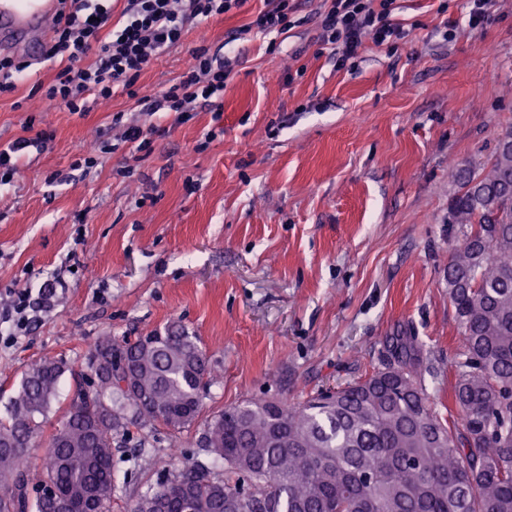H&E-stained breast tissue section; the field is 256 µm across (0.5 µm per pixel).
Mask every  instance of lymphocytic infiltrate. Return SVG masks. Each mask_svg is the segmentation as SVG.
<instances>
[{
  "label": "lymphocytic infiltrate",
  "mask_w": 512,
  "mask_h": 512,
  "mask_svg": "<svg viewBox=\"0 0 512 512\" xmlns=\"http://www.w3.org/2000/svg\"><path fill=\"white\" fill-rule=\"evenodd\" d=\"M247 0H123L122 26L109 30L112 11L100 0H70L55 15L53 36L44 53L60 67L41 92L46 106L63 105L82 112L87 99L104 104L114 84H122L130 98L143 70L179 46L200 22L240 11ZM397 0H320L314 12L320 49L331 51L337 66L355 58L365 42L394 47L407 40L409 29L396 20ZM298 0H266L253 22L262 34L288 33L297 24ZM91 65H84L87 55ZM235 67L231 59L210 55L206 46L191 49L175 82L145 99L150 112H172L185 120L193 104L212 105L226 90ZM59 282L50 278L39 288H18L10 307L0 312V325L11 336L26 331L56 296Z\"/></svg>",
  "instance_id": "lymphocytic-infiltrate-1"
}]
</instances>
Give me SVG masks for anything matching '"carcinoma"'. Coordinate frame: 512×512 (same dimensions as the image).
<instances>
[{"mask_svg":"<svg viewBox=\"0 0 512 512\" xmlns=\"http://www.w3.org/2000/svg\"><path fill=\"white\" fill-rule=\"evenodd\" d=\"M448 208L456 244L445 271L463 336L458 419L430 407L410 336L393 361L304 404L249 399L203 425L201 450L224 475L193 464L136 495L130 512H512V129L480 169L455 164ZM98 386L79 389L38 471L20 466L67 370L44 359L24 374L0 418V512H112V444L129 426L173 430L199 417L215 380L178 322L123 345L103 336L88 358Z\"/></svg>","mask_w":512,"mask_h":512,"instance_id":"obj_1","label":"carcinoma"}]
</instances>
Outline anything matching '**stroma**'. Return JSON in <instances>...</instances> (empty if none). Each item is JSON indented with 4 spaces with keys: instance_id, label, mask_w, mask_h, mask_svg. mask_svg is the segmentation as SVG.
Returning <instances> with one entry per match:
<instances>
[{
    "instance_id": "obj_1",
    "label": "stroma",
    "mask_w": 512,
    "mask_h": 512,
    "mask_svg": "<svg viewBox=\"0 0 512 512\" xmlns=\"http://www.w3.org/2000/svg\"><path fill=\"white\" fill-rule=\"evenodd\" d=\"M399 4L411 39L392 51L366 44L341 70L312 41L318 0H300L304 24L273 39L234 37L263 0L189 30L142 72L141 94L175 80L202 34L239 64L220 113L199 107L185 122L119 84L105 106L40 108L30 91L59 68L44 57L0 96V145L48 138L0 186V309L13 289L62 282L26 332L0 335V416L34 363L73 368L31 466L90 377L98 338L120 344L172 321L199 338L217 375L202 419L353 382L383 368L394 336L415 338L430 404L447 415L463 344L444 280L455 244L448 161L480 166L512 129V0L474 30L461 24L466 0ZM448 23L459 29L447 41ZM130 125L149 148L122 142ZM81 141L97 145L96 164L76 153ZM200 431L130 427L114 454L112 512L197 457Z\"/></svg>"
}]
</instances>
